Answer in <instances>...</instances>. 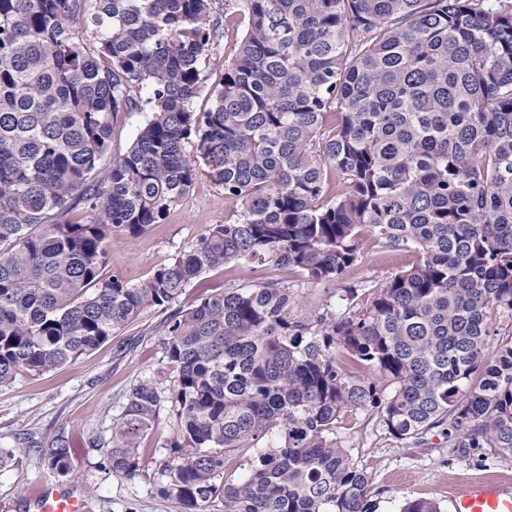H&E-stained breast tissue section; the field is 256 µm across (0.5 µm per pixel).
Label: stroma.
<instances>
[{
	"label": "stroma",
	"instance_id": "1",
	"mask_svg": "<svg viewBox=\"0 0 512 512\" xmlns=\"http://www.w3.org/2000/svg\"><path fill=\"white\" fill-rule=\"evenodd\" d=\"M213 8L223 21L224 37L201 65L203 83L194 101L199 112L210 109L224 59L247 23L241 0H215ZM237 210L222 186L199 173L190 193L163 221L139 236L109 242L105 273L129 283L148 279L175 255L189 251L209 225L234 220ZM362 255L353 278L366 284L384 283L415 259L411 252L385 253L368 238L363 241ZM260 277L288 281L310 310L324 296L322 286L285 268L256 273L245 267L221 266L186 288L176 306L191 309L203 294L232 285L249 288ZM168 315L165 309L145 310L134 323L72 364L40 375L23 373L0 387V448L16 455L12 466L0 469V512H25L24 498L47 483L87 497L89 512H180L175 500L158 493L164 482L162 464L168 456L165 443L175 434L168 405H161L153 432L142 442L139 478L128 480L112 472L107 460L112 431L124 416L131 390L150 381L164 394L176 378L177 368L163 351ZM336 434L369 474V490L379 504L378 512H397L402 502L416 498L439 502L443 512H448L449 491L472 478L512 481L510 457L488 448L460 452L436 432L421 446L400 442L364 412L347 414ZM60 435L69 442L72 459L71 472L65 477L48 468L42 453L24 445L29 436L47 442Z\"/></svg>",
	"mask_w": 512,
	"mask_h": 512
}]
</instances>
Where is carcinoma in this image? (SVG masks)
<instances>
[{"instance_id": "obj_1", "label": "carcinoma", "mask_w": 512, "mask_h": 512, "mask_svg": "<svg viewBox=\"0 0 512 512\" xmlns=\"http://www.w3.org/2000/svg\"><path fill=\"white\" fill-rule=\"evenodd\" d=\"M213 2L0 0V386L63 368L216 267L344 280L368 235L415 261L369 295L344 287L342 312L260 281L167 318L177 432L159 493L181 512H375L336 435L356 411L399 441L436 430L512 457V330L488 343L490 311L512 312V0H242L247 31L199 114L200 65L224 36ZM144 110L111 157L120 116ZM190 144L236 219L142 282L105 277L112 237L190 192ZM160 402L132 389L113 472L139 477ZM29 444L70 473L62 437ZM244 448L249 474L224 482Z\"/></svg>"}]
</instances>
